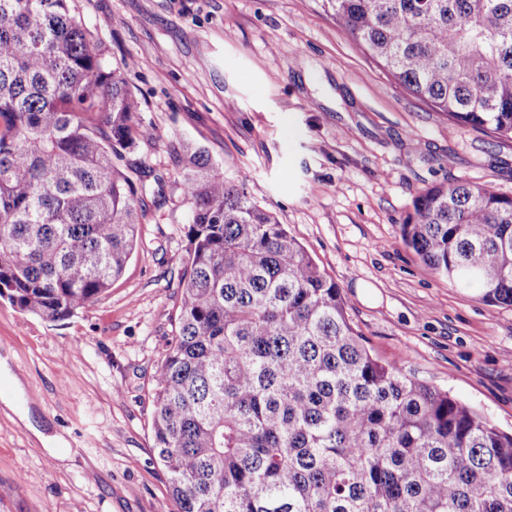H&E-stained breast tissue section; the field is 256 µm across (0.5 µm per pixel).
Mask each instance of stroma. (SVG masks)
Segmentation results:
<instances>
[{
  "mask_svg": "<svg viewBox=\"0 0 512 512\" xmlns=\"http://www.w3.org/2000/svg\"><path fill=\"white\" fill-rule=\"evenodd\" d=\"M155 132L134 157L146 215L124 275L62 321L0 298V356L29 422L0 410V512H175L152 389L187 259L189 157L286 224L336 282L379 358L512 431V307L435 275L402 241L418 193L459 180L512 195V141L390 78L323 0H71ZM62 435V457L34 429Z\"/></svg>",
  "mask_w": 512,
  "mask_h": 512,
  "instance_id": "1",
  "label": "stroma"
}]
</instances>
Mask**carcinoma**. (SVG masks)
Masks as SVG:
<instances>
[{"instance_id":"obj_1","label":"carcinoma","mask_w":512,"mask_h":512,"mask_svg":"<svg viewBox=\"0 0 512 512\" xmlns=\"http://www.w3.org/2000/svg\"><path fill=\"white\" fill-rule=\"evenodd\" d=\"M70 0H0V297L64 320L138 245L118 166L152 130ZM449 127L512 139V0H325ZM175 334L152 434L176 512H512V433L374 357L285 225L190 156ZM403 241L434 274L512 306V195L423 189Z\"/></svg>"}]
</instances>
